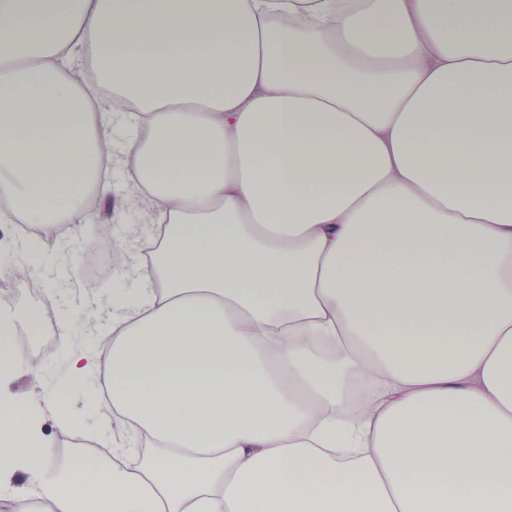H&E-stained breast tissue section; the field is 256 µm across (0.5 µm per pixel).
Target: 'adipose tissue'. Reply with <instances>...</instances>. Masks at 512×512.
Wrapping results in <instances>:
<instances>
[{"instance_id":"obj_1","label":"adipose tissue","mask_w":512,"mask_h":512,"mask_svg":"<svg viewBox=\"0 0 512 512\" xmlns=\"http://www.w3.org/2000/svg\"><path fill=\"white\" fill-rule=\"evenodd\" d=\"M0 201L142 217L71 356L124 438L0 398V502L512 512V0H0ZM39 428L40 430L42 429V435L46 437L48 440H50V442L52 443L54 460L58 465L67 464L77 450H84L105 457H109L112 455V447L111 442L109 440L92 441V443L96 447H85L84 443L81 440H79L82 438L75 436L73 434L64 436L68 438L66 447H58V439L61 436L56 435L58 431L55 428L53 420L50 416H43L40 418ZM98 448H109L110 454L100 453L97 451Z\"/></svg>"}]
</instances>
